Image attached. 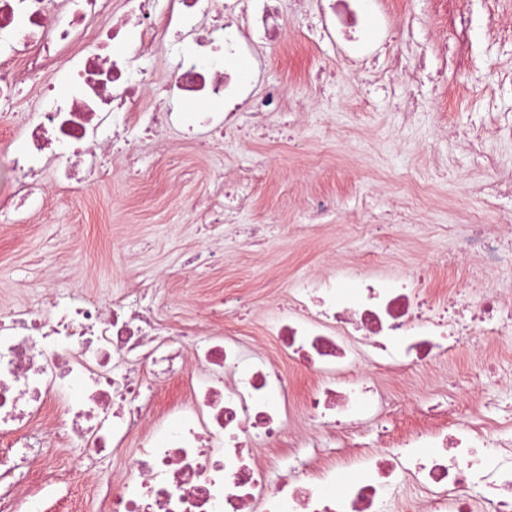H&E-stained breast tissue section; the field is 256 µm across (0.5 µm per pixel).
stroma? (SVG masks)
Returning a JSON list of instances; mask_svg holds the SVG:
<instances>
[{
    "label": "stroma",
    "mask_w": 512,
    "mask_h": 512,
    "mask_svg": "<svg viewBox=\"0 0 512 512\" xmlns=\"http://www.w3.org/2000/svg\"><path fill=\"white\" fill-rule=\"evenodd\" d=\"M472 18L469 35L472 63L457 69L453 56L438 47L453 41L448 0H370L371 27L411 22L415 40L427 52L428 67L406 82L396 80L385 59L354 63L353 81H336L310 101L300 120L298 138L305 153L289 152L284 140L248 137L234 148L204 156L171 133L144 149L139 172L112 163L104 184L73 196L51 188L42 213L27 224L0 222V310L34 299L47 288H73L106 298L127 282L163 287L175 319L187 321L209 300L231 292L252 294L255 306L235 329L257 352L277 357L276 341L263 324L272 309L260 292L269 276L289 282L296 276L335 270L337 264L360 262L383 266L388 252H398L404 272L442 264L449 240L435 235L439 224L480 210L491 232L512 240V195L485 206L467 195L469 184L485 179L465 142L450 137L449 127L481 135L485 150L503 169L512 170V141L498 138V118L512 115V95L500 92L512 76V45L492 40L484 27L487 11L512 22V0H465ZM270 78L306 94L318 71L339 62L337 48L321 39L318 28L289 31L287 39L264 52ZM428 101L410 122L400 113L408 93ZM261 162L265 175L249 192L242 221L268 224L269 241H241L234 227L214 231L198 213L216 174L232 177L242 164ZM427 186L435 203L417 211L412 226L394 227L393 245L375 234H360L362 215L339 210L334 223L344 225L346 245L335 250L325 238L298 229L304 205L327 195L337 201L360 197L386 208L400 177ZM503 357L486 366L483 348H461L452 362H439L428 374L387 379L401 403L400 411L365 424L361 442L376 453L422 427L414 405L430 402L445 416L456 406L458 419L476 421L512 398V335L499 339ZM62 471L78 465L120 474L118 457L82 456L79 449L47 443L35 456L26 481L42 485V468ZM47 512H97L90 488L56 478L47 487Z\"/></svg>",
    "instance_id": "35a3bbf8"
}]
</instances>
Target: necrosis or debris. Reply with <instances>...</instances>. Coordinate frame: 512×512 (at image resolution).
I'll use <instances>...</instances> for the list:
<instances>
[{"label":"necrosis or debris","mask_w":512,"mask_h":512,"mask_svg":"<svg viewBox=\"0 0 512 512\" xmlns=\"http://www.w3.org/2000/svg\"><path fill=\"white\" fill-rule=\"evenodd\" d=\"M226 0L224 21L205 25L206 0H125L107 14L104 0H0V111L23 79L49 76L29 125L13 147L15 213L23 223L47 201L55 173L67 190L85 184L75 159L93 160L128 135L134 166L143 134L180 132L217 146L240 122L267 127L279 112L302 115L307 101L279 84L239 81L233 65L287 32L282 0ZM360 0H319L329 40L353 53ZM160 106H145L149 94ZM187 98L203 100L183 111ZM464 260L456 283L432 292L425 276H366L343 288L335 273L288 286V303L266 324L287 369L314 380L308 402L290 391L287 369L247 352L232 335L190 338L175 327L159 294L128 287L104 299L48 289L38 303L0 312V469L27 467L51 439L88 457L138 446L121 475L96 477L101 512H393L400 484L421 497L407 512H512V409L476 425L440 426L405 448L360 453L356 472L334 484L321 437L356 447L355 426L395 408L393 394L357 375L405 376L430 369L475 337L512 334V302L490 282L512 269V250L469 216L442 227ZM185 375V395L161 415L145 384ZM62 412L47 425L48 406ZM308 421V433L286 425Z\"/></svg>","instance_id":"4bbe7bcc"}]
</instances>
